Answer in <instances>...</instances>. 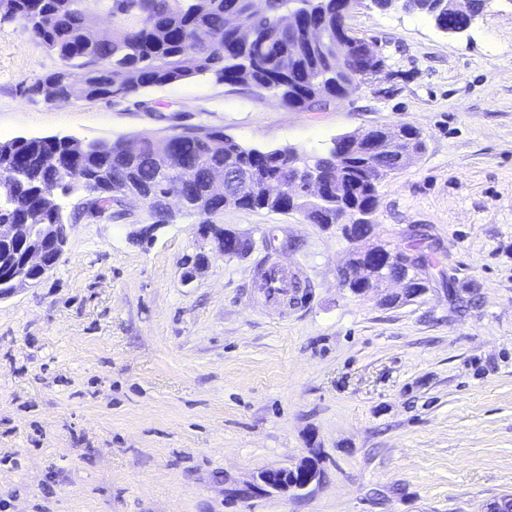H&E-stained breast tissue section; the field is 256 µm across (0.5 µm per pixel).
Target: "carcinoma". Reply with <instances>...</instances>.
I'll list each match as a JSON object with an SVG mask.
<instances>
[{
	"label": "carcinoma",
	"mask_w": 512,
	"mask_h": 512,
	"mask_svg": "<svg viewBox=\"0 0 512 512\" xmlns=\"http://www.w3.org/2000/svg\"><path fill=\"white\" fill-rule=\"evenodd\" d=\"M95 10L114 19L112 38L101 41L93 27L82 19L83 0H71L67 10L59 0H10L0 21L17 22L30 37L59 60L57 69L35 78L24 88L29 97H43L52 89L62 98L101 100L114 90L133 95L142 89L181 82L198 75H211L229 84L262 85L298 112L321 108L344 98L363 66L361 43L347 23L349 14L362 0H267L263 16L250 13L249 0H131L133 23L125 15L122 0H93ZM413 11L450 30L467 26L441 7L440 0H414ZM85 71L84 85L73 88L66 70ZM424 150L417 131L404 127L397 138H379L370 133L360 141L339 135L332 147L309 156L293 147H247L220 130L189 128L174 137L164 157L145 146L137 155L116 140L104 149L95 141L68 137H15L0 142V176L12 181L10 197L0 200V224H55L61 239L67 225L82 219L72 210L46 212L41 191L46 187L62 197L72 196L74 179L86 176L99 190L94 214L112 219L119 205L113 191L127 187L152 196L155 215L164 221L163 196L177 189L186 202V212L218 215L224 202L209 196L212 169L243 172L252 188L240 191L234 207L289 214L310 209L306 218L313 224L339 223L344 211H374L377 187L382 179L402 169V159ZM191 169L189 180L177 186L168 169ZM338 173L333 193L319 201L305 199L301 183L291 185V196L270 199L257 187L273 178H288V171ZM19 246L0 248V270L8 275L15 266ZM393 258L391 273L409 282L406 296L428 289L431 255L387 250Z\"/></svg>",
	"instance_id": "1"
}]
</instances>
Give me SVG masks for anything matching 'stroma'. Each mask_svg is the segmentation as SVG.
<instances>
[{"label":"stroma","instance_id":"35a3bbf8","mask_svg":"<svg viewBox=\"0 0 512 512\" xmlns=\"http://www.w3.org/2000/svg\"><path fill=\"white\" fill-rule=\"evenodd\" d=\"M348 24L385 58L372 82L296 112L274 93L196 76L111 100L24 95L58 65L0 22V141L137 144L189 127L249 147L328 151L336 136L409 125L426 143L378 185L370 242L438 261L398 305L341 276L366 243L302 216L225 208L251 240L216 252L200 216L69 227L58 264L0 299V512H485L512 497V0L461 36L401 9ZM302 272L299 302H266V237ZM200 258L192 282L188 259ZM315 454L297 496L232 491Z\"/></svg>","mask_w":512,"mask_h":512}]
</instances>
